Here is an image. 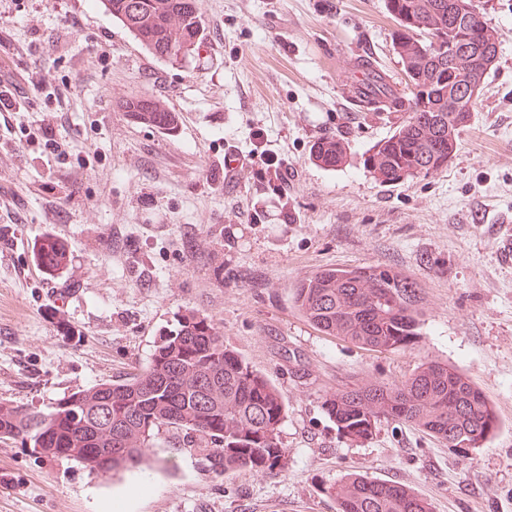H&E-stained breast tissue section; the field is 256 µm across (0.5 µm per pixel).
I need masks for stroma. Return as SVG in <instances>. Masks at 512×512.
<instances>
[{
    "mask_svg": "<svg viewBox=\"0 0 512 512\" xmlns=\"http://www.w3.org/2000/svg\"><path fill=\"white\" fill-rule=\"evenodd\" d=\"M201 4L205 46L171 65L93 0H0V64L26 97L0 121V401L42 408L127 378L195 309L284 394L286 464L224 478L164 433L156 464L112 479L0 439V512H336L324 490L349 472L406 485L433 512H512V262L497 248L512 233V0L480 2L498 60L452 160L393 186L363 159L396 117L360 106L352 83L369 56L403 78L384 0ZM142 95L179 113L175 131L124 112ZM329 135L349 145L335 171L310 159ZM48 235L70 250L51 274L32 259ZM356 265L419 284L411 348H357L295 309L297 280ZM427 360L495 406L500 428L482 448L387 423L353 443L321 409L328 392L398 383Z\"/></svg>",
    "mask_w": 512,
    "mask_h": 512,
    "instance_id": "stroma-1",
    "label": "stroma"
}]
</instances>
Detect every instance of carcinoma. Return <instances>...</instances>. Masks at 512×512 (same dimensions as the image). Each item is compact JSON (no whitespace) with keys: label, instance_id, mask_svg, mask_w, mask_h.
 Instances as JSON below:
<instances>
[{"label":"carcinoma","instance_id":"cac0c4a2","mask_svg":"<svg viewBox=\"0 0 512 512\" xmlns=\"http://www.w3.org/2000/svg\"><path fill=\"white\" fill-rule=\"evenodd\" d=\"M125 27L158 61L180 64L198 53L204 39L199 0H93ZM458 0H385L400 29L393 49L405 76L404 87L368 61L357 86L364 106L375 112H401L393 132L378 141L364 167L383 184H399L448 166L466 121L449 118L448 96L470 81L453 48L475 40L497 58L499 38L483 19L478 0L473 15L458 14ZM435 93L418 106L415 89ZM135 122L173 131L179 117L163 101L141 97L123 103ZM348 145L338 135L318 139L313 162L329 170L347 161ZM48 271L68 264L66 247L49 236L33 252ZM297 311L327 336L356 347L393 352L420 335L422 309L418 284L380 266L320 269L293 287ZM322 409L337 432L351 442L369 439L383 423L408 424L446 446L468 441L481 447L498 429L494 405L457 368L438 361L419 365L402 383H353L325 395ZM284 396L224 343L212 321L187 309L177 327L160 337L148 365L117 381L69 392L55 406L40 409L0 401V438L19 439L42 455L78 461L89 473L112 476L150 461L160 430L176 429L189 451L224 476L268 471L288 458L280 434L286 422ZM336 512H432L431 503L402 484L349 473L325 488Z\"/></svg>","mask_w":512,"mask_h":512}]
</instances>
